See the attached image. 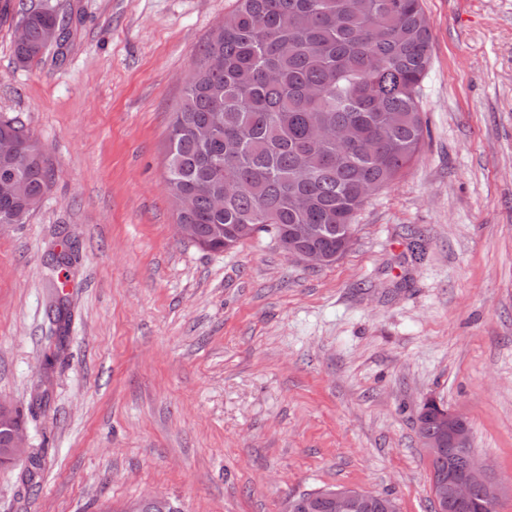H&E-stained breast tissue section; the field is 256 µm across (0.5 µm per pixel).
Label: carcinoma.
I'll use <instances>...</instances> for the list:
<instances>
[{
  "instance_id": "1",
  "label": "carcinoma",
  "mask_w": 512,
  "mask_h": 512,
  "mask_svg": "<svg viewBox=\"0 0 512 512\" xmlns=\"http://www.w3.org/2000/svg\"><path fill=\"white\" fill-rule=\"evenodd\" d=\"M69 17L49 5L23 10L17 63L64 55ZM56 27L64 37L53 47ZM431 59L422 0H237L199 48L170 125L177 223L195 225L192 243L213 252L308 224L310 244L338 252L362 193L393 184L421 151ZM28 148L26 171L0 154V224L30 215L51 189L44 149L32 138Z\"/></svg>"
}]
</instances>
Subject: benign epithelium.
Returning a JSON list of instances; mask_svg holds the SVG:
<instances>
[{
  "mask_svg": "<svg viewBox=\"0 0 512 512\" xmlns=\"http://www.w3.org/2000/svg\"><path fill=\"white\" fill-rule=\"evenodd\" d=\"M26 134L18 131L0 138V153L10 157L16 170H25L31 164V153L25 142ZM307 226L295 230L282 244L289 258L308 266H324L330 257L319 249L304 247ZM431 418L432 429L418 432L428 460L448 457V469L430 474L431 498L434 512H460L472 501V490L481 489L479 512H498L503 487L490 475V466L481 460L471 448V431L467 417L448 409L433 398H427L415 411V426H420L418 417ZM28 457L23 428H12L8 447L0 448V464H9ZM322 497L328 500L331 512H400L393 497L374 493L362 488H324ZM170 499L165 495H152L128 503L123 512H168Z\"/></svg>",
  "mask_w": 512,
  "mask_h": 512,
  "instance_id": "7a95c632",
  "label": "benign epithelium"
}]
</instances>
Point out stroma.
Instances as JSON below:
<instances>
[{
	"label": "stroma",
	"instance_id": "1",
	"mask_svg": "<svg viewBox=\"0 0 512 512\" xmlns=\"http://www.w3.org/2000/svg\"><path fill=\"white\" fill-rule=\"evenodd\" d=\"M50 2L72 12L64 60L17 65L19 17L0 22V117L53 168L42 205L0 224V401L40 460L0 467V512L150 494L282 512L326 486L433 512L414 425L428 397L465 414L512 512V0H424L422 152L319 269L265 234L213 253L175 230L169 124L236 0ZM53 285L71 312L60 353Z\"/></svg>",
	"mask_w": 512,
	"mask_h": 512
}]
</instances>
